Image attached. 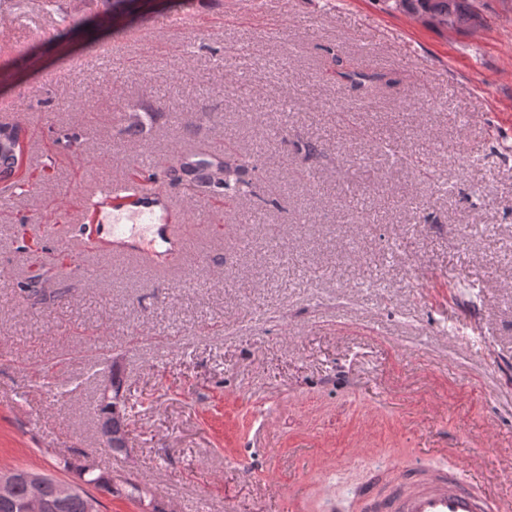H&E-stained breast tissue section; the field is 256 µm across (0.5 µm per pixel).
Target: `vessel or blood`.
I'll list each match as a JSON object with an SVG mask.
<instances>
[{"label": "vessel or blood", "instance_id": "b4317fda", "mask_svg": "<svg viewBox=\"0 0 512 512\" xmlns=\"http://www.w3.org/2000/svg\"><path fill=\"white\" fill-rule=\"evenodd\" d=\"M121 191L111 181H102L91 194L82 196L84 207L99 209L119 198ZM140 213L128 218L122 210L112 212L110 236L106 240L113 253L139 254L140 244H159L163 259L176 261L193 251L189 236L172 238L170 227L154 221L153 205L163 204L169 194L155 180L144 183L133 193ZM144 254V253H141ZM154 260V253L144 254ZM384 471L391 479L380 485L370 478L357 492L360 512H507L508 506L496 491L482 480L467 481L455 469H433L417 461L408 465L387 463Z\"/></svg>", "mask_w": 512, "mask_h": 512}]
</instances>
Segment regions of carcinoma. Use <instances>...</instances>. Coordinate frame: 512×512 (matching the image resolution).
I'll return each instance as SVG.
<instances>
[{"mask_svg":"<svg viewBox=\"0 0 512 512\" xmlns=\"http://www.w3.org/2000/svg\"><path fill=\"white\" fill-rule=\"evenodd\" d=\"M395 7L427 16L437 25L446 29L450 26H464L476 23L480 16L472 8L471 0H394ZM47 10L54 12L59 17L60 30L58 36L66 37L71 32L91 26L95 18H74L73 15L63 11L58 0H44ZM30 141L25 129L18 125L0 126V181L6 183L15 190L26 193L31 188V177L28 175V153ZM250 160L237 154L226 152L217 159L200 157L195 160H187L181 166H191L193 170L186 172L192 186L200 193L211 198L224 201H237L242 198H255L258 204L252 206V211L261 213L266 211L268 201L261 197L257 185L248 178ZM104 379L112 386V400L107 402L103 391H98L93 412L97 418H102V413L108 408L115 409L119 420L111 423H100L99 434L101 441L108 442L110 432H117L121 428L120 419L127 418L126 400L123 395V377L117 366H112ZM80 483L76 484L79 492L64 502L61 512H89L92 503L100 504V501L90 492V489L102 490L111 495H124L151 509V512H160L153 499L147 498L149 491L141 486L128 482L126 484H114L104 474L95 473L90 465H84L79 473ZM30 498H36L48 505L58 502L57 478L48 475L38 483L22 481L15 487L12 497L8 500L0 499V512H22V505Z\"/></svg>","mask_w":512,"mask_h":512,"instance_id":"carcinoma-1","label":"carcinoma"}]
</instances>
